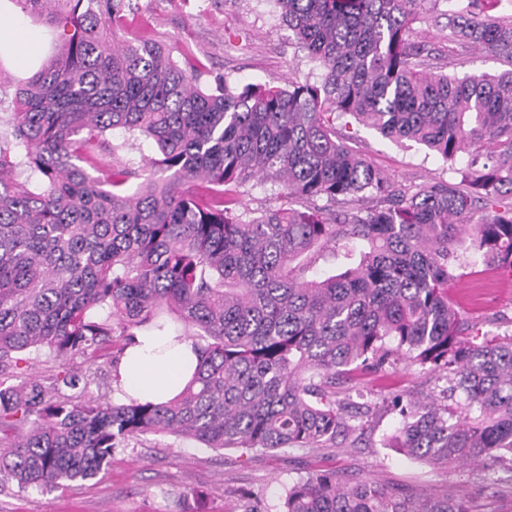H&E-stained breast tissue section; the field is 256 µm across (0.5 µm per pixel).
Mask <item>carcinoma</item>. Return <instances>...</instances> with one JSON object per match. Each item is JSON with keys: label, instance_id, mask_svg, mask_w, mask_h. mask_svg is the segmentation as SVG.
<instances>
[{"label": "carcinoma", "instance_id": "carcinoma-1", "mask_svg": "<svg viewBox=\"0 0 512 512\" xmlns=\"http://www.w3.org/2000/svg\"><path fill=\"white\" fill-rule=\"evenodd\" d=\"M61 44L17 81L18 150L0 147V492L95 477L127 441L170 434L244 453L338 448L378 407L336 378L401 361L443 372L445 404L410 396L386 445L425 464L512 470V332L476 341L448 281L470 239L512 272V71L436 73L408 38L425 0H275L317 83L203 89L155 40L117 35L132 0H12ZM448 10L455 66L512 62L499 0ZM357 123L467 164L458 182L396 188L346 143ZM152 139L161 173L107 139ZM37 174L21 180L18 170ZM280 205L240 206L254 181ZM477 207L493 215L472 224ZM325 249L344 270L310 278ZM164 310L196 330L197 368L164 403L95 395ZM48 355L58 364L25 372ZM278 512H478L461 493L410 496L334 471L293 480ZM512 68L510 62L494 53L481 48L471 52L466 57L465 63L454 68L445 69L450 75H498Z\"/></svg>", "mask_w": 512, "mask_h": 512}]
</instances>
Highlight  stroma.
Instances as JSON below:
<instances>
[{"label": "stroma", "mask_w": 512, "mask_h": 512, "mask_svg": "<svg viewBox=\"0 0 512 512\" xmlns=\"http://www.w3.org/2000/svg\"><path fill=\"white\" fill-rule=\"evenodd\" d=\"M121 22V37L148 36L161 43L181 67L204 72L206 81L221 77L236 86L271 78L318 82L322 71L297 44L279 17L273 0H134ZM446 0H425L423 19L411 26L412 39L447 54ZM28 72L10 55L0 56V145L15 147L8 114L14 109L13 86ZM109 139L121 157L152 174L157 149L152 139L117 129ZM352 148L379 167L398 187L457 180L456 163L412 141L393 142L358 127ZM462 278L451 282L448 296L465 318L483 331L504 333L497 316L512 318V277L486 269L479 256L464 252ZM338 388H353L378 401L394 391L439 394L435 374L418 365L399 364L339 378ZM400 424L385 416L361 439L331 453L285 449L246 459L233 448L213 449L173 435H146L116 449L111 465L95 479L45 492L9 489L0 493V512H242V492H254L257 512H273L289 482L318 471H333L361 481L389 483L411 492L460 489L480 512H512V495L499 496L512 483V472H478L469 467L446 470L410 459L384 447V436Z\"/></svg>", "instance_id": "stroma-1"}]
</instances>
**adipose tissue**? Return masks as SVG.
<instances>
[{
	"label": "adipose tissue",
	"mask_w": 512,
	"mask_h": 512,
	"mask_svg": "<svg viewBox=\"0 0 512 512\" xmlns=\"http://www.w3.org/2000/svg\"><path fill=\"white\" fill-rule=\"evenodd\" d=\"M197 363L190 342L178 341L169 328L154 326L128 349L120 367L121 386L140 400L161 403L182 390Z\"/></svg>",
	"instance_id": "ef3b65f1"
}]
</instances>
